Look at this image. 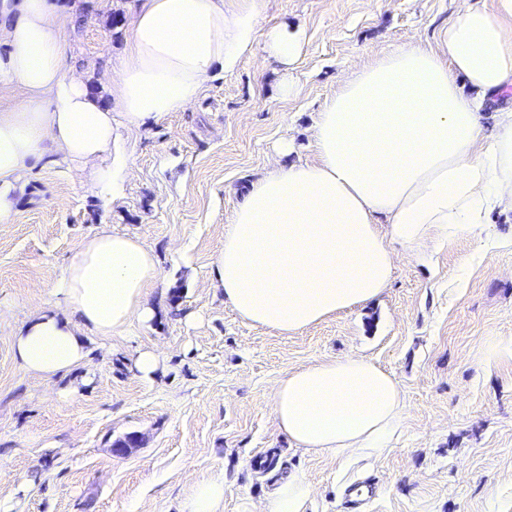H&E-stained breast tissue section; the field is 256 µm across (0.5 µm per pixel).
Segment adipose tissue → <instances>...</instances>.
<instances>
[{"label":"adipose tissue","mask_w":512,"mask_h":512,"mask_svg":"<svg viewBox=\"0 0 512 512\" xmlns=\"http://www.w3.org/2000/svg\"><path fill=\"white\" fill-rule=\"evenodd\" d=\"M262 0H139L124 57L99 100L63 64L71 23L52 0H0V87L25 98L0 108V223L13 219L22 177L60 155L90 167L91 192L112 191L126 165L112 148L120 129L185 111L214 71L234 74L262 50L291 64L302 33L260 32ZM441 51L407 41L365 62L327 99L314 123L317 159L278 166L253 182L224 232L217 273L245 321L295 333L378 297L396 249L475 231L489 213L512 212V108L486 131L479 96L512 86V0L464 5ZM158 260L132 236L103 230L82 243L59 284L61 313L18 328L13 348L27 373L51 379L88 352L76 333L120 336L150 321ZM404 404L397 381L362 357L302 366L272 401L297 447L339 457L383 450Z\"/></svg>","instance_id":"ef3b65f1"}]
</instances>
